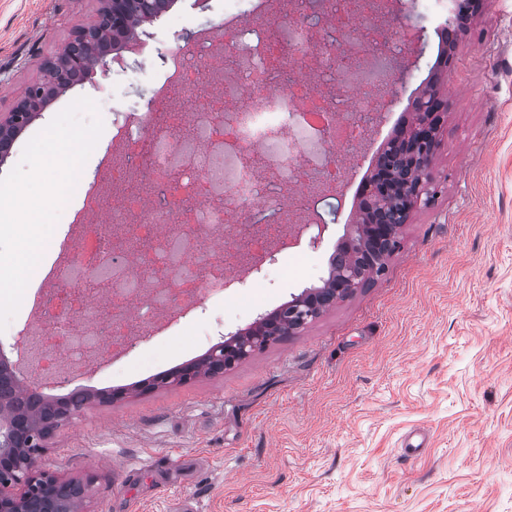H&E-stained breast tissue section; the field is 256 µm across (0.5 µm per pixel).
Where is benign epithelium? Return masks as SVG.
Segmentation results:
<instances>
[{
  "label": "benign epithelium",
  "instance_id": "benign-epithelium-1",
  "mask_svg": "<svg viewBox=\"0 0 512 512\" xmlns=\"http://www.w3.org/2000/svg\"><path fill=\"white\" fill-rule=\"evenodd\" d=\"M98 19L78 29L55 57L44 62L42 78L19 96L12 109L0 113V155H7L19 131L39 107L38 99L52 86H69L100 71L107 73L113 59L111 46L117 40L136 43L138 29L131 21L141 22L160 15L167 0H101ZM446 103L438 92L418 97L415 109L420 121L405 127L383 148L376 170L362 189L366 220L353 225L344 247L359 258L374 261L375 251L401 248L400 225L411 213L431 198L430 165L442 131V110ZM327 225L303 224L297 236L310 233L309 244L320 242ZM363 283L360 267L338 270L333 287L305 291L288 302L292 308L294 335L318 318L328 306L349 298ZM280 332L275 316H262L245 333L214 344L204 358L205 365L193 363L164 376L168 382H187L204 374L221 373L252 353L273 342ZM21 385L17 372L0 359V512H87L94 479L63 478L40 468L38 457L44 451L53 430L71 419L74 408L45 402L40 404L44 419L35 421L16 409L12 402Z\"/></svg>",
  "mask_w": 512,
  "mask_h": 512
}]
</instances>
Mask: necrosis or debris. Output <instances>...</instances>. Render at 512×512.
Wrapping results in <instances>:
<instances>
[{"label":"necrosis or debris","mask_w":512,"mask_h":512,"mask_svg":"<svg viewBox=\"0 0 512 512\" xmlns=\"http://www.w3.org/2000/svg\"><path fill=\"white\" fill-rule=\"evenodd\" d=\"M352 0H335L329 22L296 19L276 38L243 25L231 33L237 66L221 97L198 94L200 75L211 59L168 55L162 94L145 115L152 137L122 126L133 158L110 168L111 190L119 198L111 223L83 234L80 250L59 278L72 283L85 326L41 328L35 341L42 371L61 365L85 368L99 337L121 351L129 337L155 320L174 297L213 290L224 268L203 248L205 235L237 242L233 211L268 214L254 239L239 244L238 264L258 258L286 222V188L304 186L315 174L321 187L342 186L344 170L330 164L331 149L362 142V121L374 111L376 92L389 85L395 64L390 32L373 8L347 22ZM344 49L355 67L342 69L333 57ZM339 88L327 97L317 89ZM192 122H185V112ZM147 170V187L134 173ZM158 283L144 295L147 275Z\"/></svg>","instance_id":"1"}]
</instances>
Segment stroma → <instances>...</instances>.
Listing matches in <instances>:
<instances>
[{
    "instance_id": "stroma-1",
    "label": "stroma",
    "mask_w": 512,
    "mask_h": 512,
    "mask_svg": "<svg viewBox=\"0 0 512 512\" xmlns=\"http://www.w3.org/2000/svg\"><path fill=\"white\" fill-rule=\"evenodd\" d=\"M415 5L424 40L396 56L408 76L379 94L384 121L367 141L336 147L337 164L350 171L342 192L318 198L327 226L319 245L278 249L224 292L177 298L135 347L114 358L93 353L74 384L55 389L93 394L40 457L49 472L93 476L88 512H181L187 503L198 512H512V0H485L459 38L455 68L438 84L448 111L431 165L435 196L403 225L385 273L222 374L135 388L322 286L338 240L360 217L356 193L373 156L412 118L413 97L435 74L440 24L424 0ZM99 9L100 0H0V113ZM142 28L146 47L127 54L130 69L94 74L50 101L0 158V177L85 96L103 132L94 169L80 171L76 186L107 189V159L130 151L117 126L152 135L143 115L163 82L162 55L187 48L183 32L222 51V73L201 91L223 95L235 67L224 0H174ZM30 279L34 292L0 332V352L12 361L34 297L68 289L37 272ZM116 388L129 396L99 402L97 392ZM417 429L428 446L404 456Z\"/></svg>"
}]
</instances>
